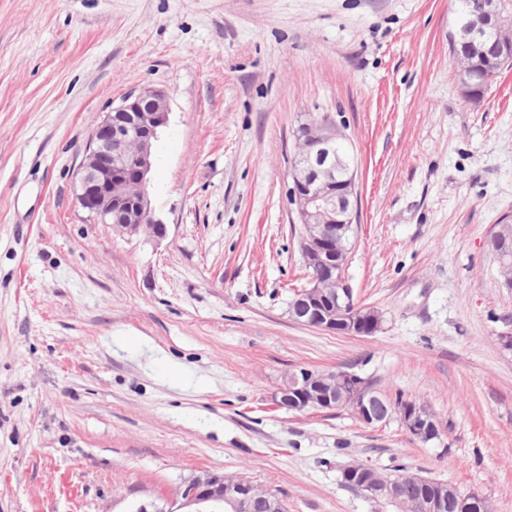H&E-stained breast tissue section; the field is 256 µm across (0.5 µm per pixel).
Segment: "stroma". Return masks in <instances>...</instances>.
<instances>
[{"instance_id": "obj_1", "label": "stroma", "mask_w": 512, "mask_h": 512, "mask_svg": "<svg viewBox=\"0 0 512 512\" xmlns=\"http://www.w3.org/2000/svg\"><path fill=\"white\" fill-rule=\"evenodd\" d=\"M455 0H0V512H176L206 473L286 512H397L340 483L399 466L512 512V70L463 93ZM169 120L151 242L90 220L84 146L131 93ZM327 114L357 166L345 276L371 336L293 321L309 283L294 133ZM344 368L434 411L424 444L346 410L289 412ZM495 238L491 239V250L494 254L496 261H502V258L507 257V254L511 250V246L506 245L505 242L500 241L502 232L496 231ZM500 276L503 281L511 280L512 281V254L509 255L502 263H498Z\"/></svg>"}]
</instances>
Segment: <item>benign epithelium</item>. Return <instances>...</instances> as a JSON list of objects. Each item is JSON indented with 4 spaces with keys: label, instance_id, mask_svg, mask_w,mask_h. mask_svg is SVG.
<instances>
[{
    "label": "benign epithelium",
    "instance_id": "1",
    "mask_svg": "<svg viewBox=\"0 0 512 512\" xmlns=\"http://www.w3.org/2000/svg\"><path fill=\"white\" fill-rule=\"evenodd\" d=\"M508 0H485L470 17L471 38L509 19ZM168 121L166 94L146 89L124 97L92 130L85 146L76 198L98 224H111L130 236L162 238L166 226L155 216L147 192L153 165V143ZM304 136L292 167V205L302 224L301 252L312 267L310 288L290 303L295 321L344 335L368 336L380 328L381 316L371 307L358 306L344 277L338 254L353 230L357 171L340 148L338 131L330 119L303 124ZM276 405L290 412L346 408L366 425L390 419V406L368 388L358 374L338 368L290 374ZM400 425L412 437L440 438L438 422L415 403L399 413ZM357 493L374 502L381 498L403 506V485L379 476L363 478ZM183 512H259L269 505L250 484L228 485L215 474L196 476L179 490ZM441 487L427 485L413 503L412 512H447Z\"/></svg>",
    "mask_w": 512,
    "mask_h": 512
}]
</instances>
